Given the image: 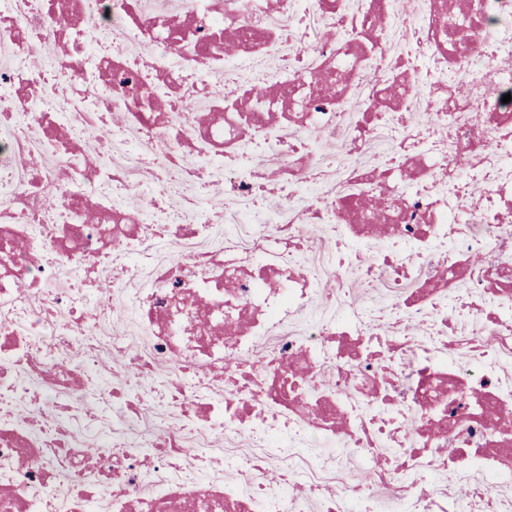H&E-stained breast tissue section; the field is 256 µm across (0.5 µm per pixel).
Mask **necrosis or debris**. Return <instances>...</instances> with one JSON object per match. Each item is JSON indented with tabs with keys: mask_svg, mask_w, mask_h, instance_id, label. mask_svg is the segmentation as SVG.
Listing matches in <instances>:
<instances>
[{
	"mask_svg": "<svg viewBox=\"0 0 512 512\" xmlns=\"http://www.w3.org/2000/svg\"><path fill=\"white\" fill-rule=\"evenodd\" d=\"M315 1L327 30L312 49L266 22ZM169 2L0 0V512H349L381 490L403 512H512L498 496L512 489V0H188L179 18ZM387 15L415 26L407 57L384 51ZM45 42L61 47L49 67L29 52ZM229 67L245 77L231 106L211 82ZM454 68L466 79L440 98ZM375 70L363 123L347 127L350 88ZM417 91L425 126H396ZM118 113L135 130L130 165L78 159ZM376 131L395 143L381 173L351 168L360 190L346 196L319 181L336 164L327 145L353 156ZM153 150L155 166L137 165ZM259 162L292 188L246 215L265 232L156 270L133 302L148 351L101 338L79 274L151 266L143 224L171 247L211 238L223 212L200 210L191 187L256 197ZM309 224L336 243L337 276L416 281L386 325L355 307L285 332L310 299L336 301L303 266ZM377 232L384 250L362 251ZM166 369L170 406L198 405L201 428L246 433L259 453L212 472L184 426L137 437ZM282 446L349 449L371 480L332 487L291 466L264 480L266 449ZM446 471L473 476L464 496L432 488Z\"/></svg>",
	"mask_w": 512,
	"mask_h": 512,
	"instance_id": "obj_1",
	"label": "necrosis or debris"
}]
</instances>
